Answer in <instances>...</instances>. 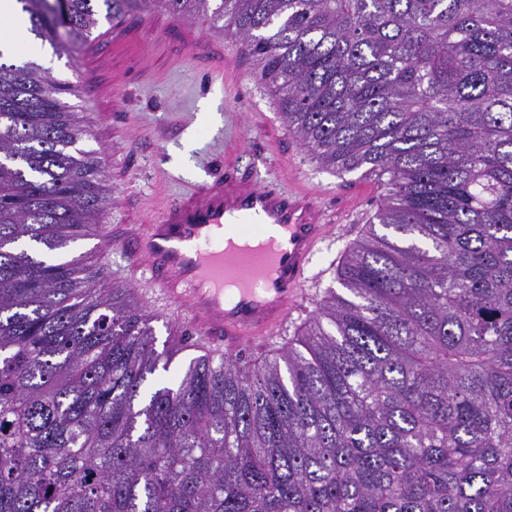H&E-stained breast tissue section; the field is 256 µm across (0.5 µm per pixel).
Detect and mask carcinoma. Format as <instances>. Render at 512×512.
Instances as JSON below:
<instances>
[{
  "mask_svg": "<svg viewBox=\"0 0 512 512\" xmlns=\"http://www.w3.org/2000/svg\"><path fill=\"white\" fill-rule=\"evenodd\" d=\"M57 55L204 17L319 167L384 189L314 319L243 364L156 349L85 256L105 162L0 49V512H512V0H17Z\"/></svg>",
  "mask_w": 512,
  "mask_h": 512,
  "instance_id": "carcinoma-1",
  "label": "carcinoma"
}]
</instances>
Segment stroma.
Here are the masks:
<instances>
[{"label":"stroma","mask_w":512,"mask_h":512,"mask_svg":"<svg viewBox=\"0 0 512 512\" xmlns=\"http://www.w3.org/2000/svg\"><path fill=\"white\" fill-rule=\"evenodd\" d=\"M97 30L99 39L70 58L57 56L49 43L39 45V64L76 88L67 101L91 130L81 148L106 161L111 201L102 224L114 242L100 252L91 236L78 241L76 253L97 252L112 282L155 313L152 326L158 343H165L180 319L168 313L148 274L133 269L121 239L224 173L227 162L262 185L291 177L315 191L333 215L308 271L304 308L286 327V335H293L333 286L339 257L368 224L382 188L357 172L339 177L319 168L286 130L276 97L257 80L251 61L208 20H178L159 8L147 20L129 17L116 26L102 21ZM190 134L195 148L187 173L178 155Z\"/></svg>","instance_id":"stroma-1"}]
</instances>
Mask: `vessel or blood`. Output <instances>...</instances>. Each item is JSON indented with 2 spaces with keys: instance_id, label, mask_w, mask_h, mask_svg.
<instances>
[{
  "instance_id": "1",
  "label": "vessel or blood",
  "mask_w": 512,
  "mask_h": 512,
  "mask_svg": "<svg viewBox=\"0 0 512 512\" xmlns=\"http://www.w3.org/2000/svg\"><path fill=\"white\" fill-rule=\"evenodd\" d=\"M228 224H276L284 236L229 237ZM328 229L312 194L227 174L167 208L124 245L205 350L230 356L281 335Z\"/></svg>"
}]
</instances>
